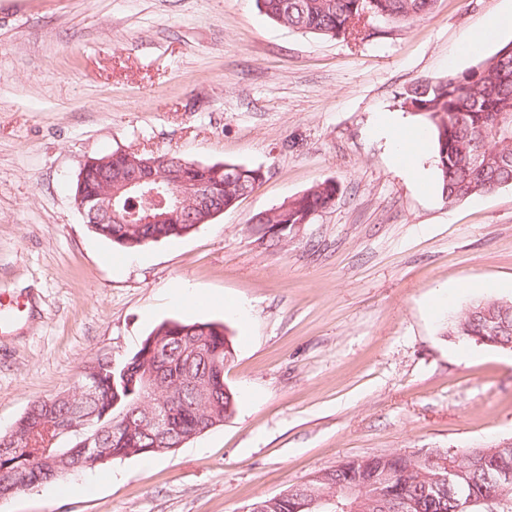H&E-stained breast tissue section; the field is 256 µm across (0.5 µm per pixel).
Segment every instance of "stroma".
Masks as SVG:
<instances>
[{
    "label": "stroma",
    "instance_id": "1",
    "mask_svg": "<svg viewBox=\"0 0 512 512\" xmlns=\"http://www.w3.org/2000/svg\"><path fill=\"white\" fill-rule=\"evenodd\" d=\"M512 0H438L357 39L301 33L256 0H0V433L161 321L232 333L237 408L167 454L22 491L0 512H246L346 459L512 442V352L448 337L475 301L512 300V185L443 198L380 126L421 127L400 95L512 42L462 38ZM116 150L237 162L264 177L192 235L124 252L73 202ZM335 181L334 204L259 237L263 211ZM448 302L432 304L439 294Z\"/></svg>",
    "mask_w": 512,
    "mask_h": 512
}]
</instances>
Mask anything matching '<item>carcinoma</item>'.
Instances as JSON below:
<instances>
[{"mask_svg": "<svg viewBox=\"0 0 512 512\" xmlns=\"http://www.w3.org/2000/svg\"><path fill=\"white\" fill-rule=\"evenodd\" d=\"M256 2L259 10L276 23L331 38L357 35L353 20L367 4V0ZM436 2L378 0L377 8L384 21L407 25L430 13ZM402 106L418 115L433 133L441 192L447 201L459 202L512 184V54L481 63L450 80L417 81L402 93ZM485 144L488 150L478 166L473 162V151ZM182 160L184 157L176 153L167 154L160 187L177 188L185 181H206L215 187L217 200L226 207L233 206L238 194L254 188L260 178V169L234 162L203 164L191 170L182 168ZM336 192V184L325 180L288 201V205H279L281 212L274 216L257 214L253 217L257 232L266 233L268 224L302 223L308 214L332 205ZM89 228L113 245L133 251L152 242L180 238L192 225L91 224ZM492 321L503 325L501 336L511 338L512 302L479 301L448 324V333L467 342L468 335L481 333ZM153 336L166 339L169 354L159 358L146 356L147 342ZM199 342L222 350L224 361L232 360L233 344L224 324L167 320L143 339L131 357L103 364L98 378L83 381L80 391L34 401L10 432L0 434V470L20 472L27 481L26 487L31 489L86 468L78 449L85 447L91 436L92 447L100 449L107 462L127 457L129 448L168 447L170 439L138 426L143 419L139 407L154 400L142 386L138 373L154 365L168 378L163 392L170 402L172 431L189 439L201 434L215 420L224 422L236 408L235 393L225 382L214 381L203 390L191 383L177 382L184 373H198L201 361H189L186 351ZM130 415L135 427L125 440L115 438L114 424ZM30 422L39 426L53 424L57 428L53 435L69 442L58 448L60 460L56 465L42 463L41 448L27 446V440L42 437L33 433ZM471 455L466 451L460 456L461 473L450 477L445 471L436 480L423 475L427 467L421 463L412 464L401 457L386 460L382 455L369 456L362 466L329 470L315 487L326 491L341 481L355 482L364 496L360 512H401L402 503L382 479L383 471L389 468L403 481L404 498L413 502L406 512H456L453 498L448 496V483H453L461 494L488 487V467Z\"/></svg>", "mask_w": 512, "mask_h": 512, "instance_id": "cac0c4a2", "label": "carcinoma"}]
</instances>
